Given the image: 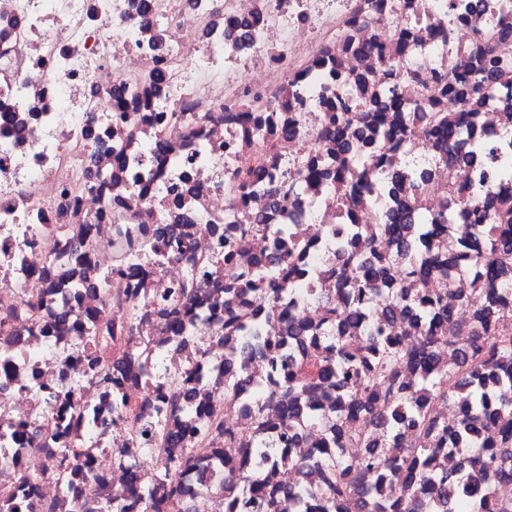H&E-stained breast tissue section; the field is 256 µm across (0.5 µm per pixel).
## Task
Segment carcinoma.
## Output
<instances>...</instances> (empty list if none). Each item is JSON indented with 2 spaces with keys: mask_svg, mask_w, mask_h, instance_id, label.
Wrapping results in <instances>:
<instances>
[{
  "mask_svg": "<svg viewBox=\"0 0 512 512\" xmlns=\"http://www.w3.org/2000/svg\"><path fill=\"white\" fill-rule=\"evenodd\" d=\"M477 216L474 240L461 245L448 237L440 242L420 239L412 259L404 255L377 257L368 283L355 286L349 266L365 261L353 244L339 243L336 262V299L322 298L326 324L336 331L328 337L330 359L319 363L315 379L336 388V419L328 422L330 447L348 445L365 449L358 462H336L322 486L313 495L319 512H334L338 502L356 495L368 512H480L481 492L499 482L512 483V334L498 330L497 322L512 315V291L499 288L496 277L480 269L473 251L479 246L512 255V223L490 224L489 215ZM402 264L412 275L431 271L452 278L460 271L471 272L479 287L462 294L452 287L442 288L434 297L409 289H395L393 314H402L411 303L422 318V329L413 344L387 337L360 312L364 297L390 288L387 270ZM469 307L474 313L468 345L458 344L461 327L451 323L455 307ZM369 330V341L357 344L346 335L349 327ZM308 379L289 375L282 389L288 392V442L298 437L297 420L303 415L298 398ZM439 398L453 406L465 400V407L453 430H448L431 409ZM372 414L385 435V447L397 431L411 425L420 436L416 448H399L393 457L369 452L370 438L351 434L349 421L373 404ZM457 450L458 472L436 467V449L443 444ZM254 491L271 512H306L304 499L292 501L291 494L251 479Z\"/></svg>",
  "mask_w": 512,
  "mask_h": 512,
  "instance_id": "carcinoma-1",
  "label": "carcinoma"
}]
</instances>
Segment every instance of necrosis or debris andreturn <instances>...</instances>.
Here are the masks:
<instances>
[{"instance_id":"4bbe7bcc","label":"necrosis or debris","mask_w":512,"mask_h":512,"mask_svg":"<svg viewBox=\"0 0 512 512\" xmlns=\"http://www.w3.org/2000/svg\"><path fill=\"white\" fill-rule=\"evenodd\" d=\"M512 0H0V512H266L220 485L256 444L306 462L256 473L315 491L331 395L305 399V447L281 445L288 402L267 356L314 363L291 322L320 306L284 255L336 289V236L361 254L399 248L375 224H452L454 199L512 197ZM483 84L488 96L474 94ZM446 114L460 133H435ZM346 160L351 187L337 183ZM250 342L224 367V302ZM260 401L256 428L246 408ZM236 432L209 450L200 429ZM85 481L58 463L72 449Z\"/></svg>"}]
</instances>
